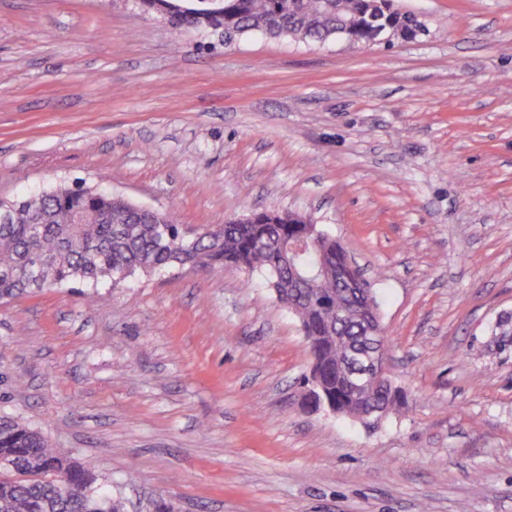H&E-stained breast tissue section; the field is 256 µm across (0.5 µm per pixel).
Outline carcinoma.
<instances>
[{
  "instance_id": "1",
  "label": "carcinoma",
  "mask_w": 512,
  "mask_h": 512,
  "mask_svg": "<svg viewBox=\"0 0 512 512\" xmlns=\"http://www.w3.org/2000/svg\"><path fill=\"white\" fill-rule=\"evenodd\" d=\"M139 2L176 35L186 29L221 32L226 45L251 32L274 39L343 38L370 44L380 27L412 39L419 26L414 13L399 9L394 0ZM19 203L13 223L0 224V302L74 282L93 287L109 280L117 286L137 272L160 273L175 266L235 270L264 277L274 289L286 288L283 246L307 228L290 212L258 211L244 224L200 227L201 236L194 239L170 215L140 210L121 197L80 185H58ZM31 212L39 213L43 223H28ZM76 216L82 223H73ZM312 238L295 259L301 274L323 270L313 295L300 300L297 314L312 355L307 380L340 414L361 420L370 408L392 411L400 392L389 376L357 395L345 390L350 354L365 343L369 312L362 309L363 298H350L336 280V268L346 261L343 247L317 227ZM343 303L361 310L338 323L334 311ZM0 512H124V502L40 432L0 415Z\"/></svg>"
}]
</instances>
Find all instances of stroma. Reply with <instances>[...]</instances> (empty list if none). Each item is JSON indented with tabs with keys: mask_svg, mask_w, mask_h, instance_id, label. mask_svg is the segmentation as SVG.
<instances>
[{
	"mask_svg": "<svg viewBox=\"0 0 512 512\" xmlns=\"http://www.w3.org/2000/svg\"><path fill=\"white\" fill-rule=\"evenodd\" d=\"M398 3L428 34L226 45L137 0H0V197L310 215L371 282L404 395L377 423L305 408L296 317L235 271L0 304V415L125 512H512V0Z\"/></svg>",
	"mask_w": 512,
	"mask_h": 512,
	"instance_id": "stroma-1",
	"label": "stroma"
}]
</instances>
